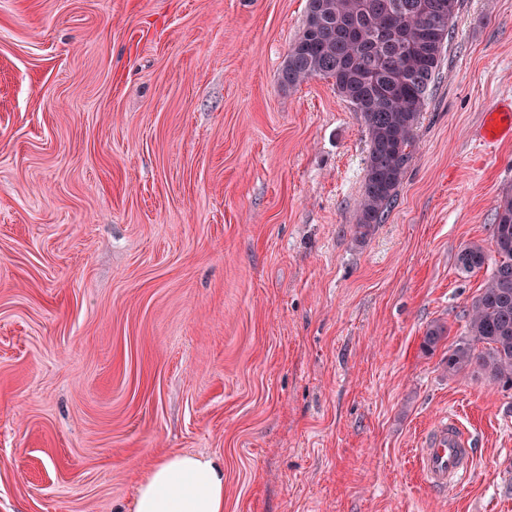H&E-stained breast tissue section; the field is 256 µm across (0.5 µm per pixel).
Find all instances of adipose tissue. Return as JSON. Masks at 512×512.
<instances>
[{
    "instance_id": "1",
    "label": "adipose tissue",
    "mask_w": 512,
    "mask_h": 512,
    "mask_svg": "<svg viewBox=\"0 0 512 512\" xmlns=\"http://www.w3.org/2000/svg\"><path fill=\"white\" fill-rule=\"evenodd\" d=\"M134 512H224V465L175 453L157 462L141 482Z\"/></svg>"
}]
</instances>
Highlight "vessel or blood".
<instances>
[{
  "instance_id": "1",
  "label": "vessel or blood",
  "mask_w": 512,
  "mask_h": 512,
  "mask_svg": "<svg viewBox=\"0 0 512 512\" xmlns=\"http://www.w3.org/2000/svg\"><path fill=\"white\" fill-rule=\"evenodd\" d=\"M512 133V112H488L483 123L485 141H495ZM470 443L455 419L440 422L428 432L418 450L419 470L426 483L435 491L465 483L471 476Z\"/></svg>"
}]
</instances>
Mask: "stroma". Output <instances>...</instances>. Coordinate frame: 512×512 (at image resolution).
<instances>
[{
  "label": "stroma",
  "instance_id": "35a3bbf8",
  "mask_svg": "<svg viewBox=\"0 0 512 512\" xmlns=\"http://www.w3.org/2000/svg\"><path fill=\"white\" fill-rule=\"evenodd\" d=\"M307 0H0V512H132L224 462V512H512V389L449 350L512 190V0H462L383 223L331 80L282 86ZM447 334L422 346L430 324ZM453 416L472 473L413 456ZM512 108L507 111H491L486 113L483 123L482 138L486 142L496 141L505 133H512ZM488 261V255L482 245L467 244L459 253L458 262L462 271L472 273L482 269ZM134 512H224V462L171 454L141 482Z\"/></svg>",
  "mask_w": 512,
  "mask_h": 512
}]
</instances>
